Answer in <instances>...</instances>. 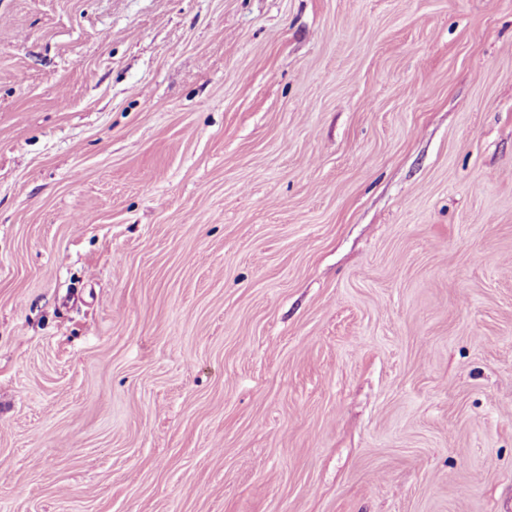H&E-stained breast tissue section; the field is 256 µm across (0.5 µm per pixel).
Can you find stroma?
Listing matches in <instances>:
<instances>
[{
	"label": "stroma",
	"mask_w": 512,
	"mask_h": 512,
	"mask_svg": "<svg viewBox=\"0 0 512 512\" xmlns=\"http://www.w3.org/2000/svg\"><path fill=\"white\" fill-rule=\"evenodd\" d=\"M0 512H512V0H0Z\"/></svg>",
	"instance_id": "stroma-1"
}]
</instances>
